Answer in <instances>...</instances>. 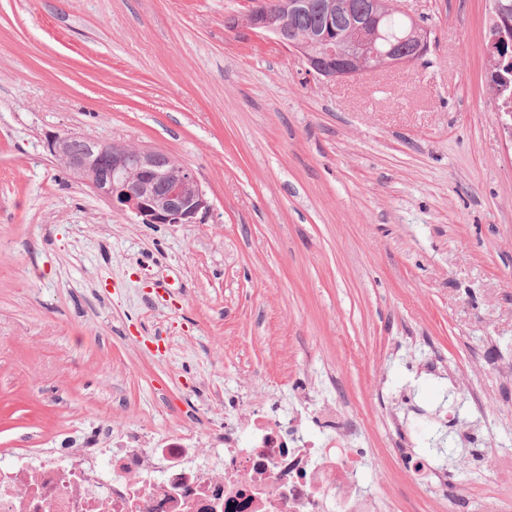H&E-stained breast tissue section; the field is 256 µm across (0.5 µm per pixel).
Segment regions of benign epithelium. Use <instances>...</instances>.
I'll list each match as a JSON object with an SVG mask.
<instances>
[{"instance_id": "7a95c632", "label": "benign epithelium", "mask_w": 512, "mask_h": 512, "mask_svg": "<svg viewBox=\"0 0 512 512\" xmlns=\"http://www.w3.org/2000/svg\"><path fill=\"white\" fill-rule=\"evenodd\" d=\"M321 7L330 18L345 23L342 36L326 49V56L310 55L306 45L310 35L288 27L263 13L257 5L234 19L232 28L255 35L268 36L287 50L299 52L309 75L324 80H343L381 68L386 59L389 68L406 67L427 55L432 45L431 31L415 22L403 41L410 53L388 50L383 53L377 43L381 37V21L389 8V0H369V8L360 13L352 0H323ZM80 142L79 150L72 148ZM51 152L99 197L119 214L131 213L143 224H193L207 213L210 204L196 172L156 150H141L125 145L86 139L73 134L56 135Z\"/></svg>"}]
</instances>
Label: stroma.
Instances as JSON below:
<instances>
[{"mask_svg":"<svg viewBox=\"0 0 512 512\" xmlns=\"http://www.w3.org/2000/svg\"><path fill=\"white\" fill-rule=\"evenodd\" d=\"M426 64L316 80L227 21L247 0H0V454L110 430L223 428L224 407L332 400L382 512H448L411 481L415 407L466 464L463 512H512V117L490 0H398ZM62 132L193 168L196 224L112 211ZM448 369L427 378L428 356ZM500 57L495 56V60H500V65L493 67L490 66V85L496 90L499 97L502 98L501 107L499 112H512V49L509 46L506 54H501ZM498 73L501 75L497 76ZM503 76V77H502Z\"/></svg>","mask_w":512,"mask_h":512,"instance_id":"1","label":"stroma"}]
</instances>
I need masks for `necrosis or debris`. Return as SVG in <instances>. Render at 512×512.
<instances>
[{"label":"necrosis or debris","mask_w":512,"mask_h":512,"mask_svg":"<svg viewBox=\"0 0 512 512\" xmlns=\"http://www.w3.org/2000/svg\"><path fill=\"white\" fill-rule=\"evenodd\" d=\"M225 413L202 437L127 429L106 449L1 456L0 512H380L363 480L367 455L349 445L357 422L335 404H308L303 416L242 403Z\"/></svg>","instance_id":"obj_1"}]
</instances>
